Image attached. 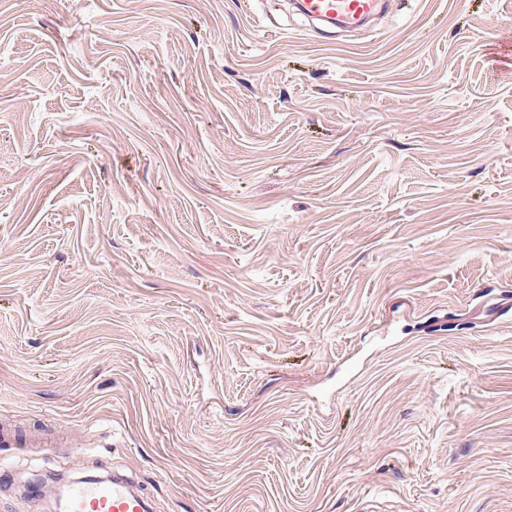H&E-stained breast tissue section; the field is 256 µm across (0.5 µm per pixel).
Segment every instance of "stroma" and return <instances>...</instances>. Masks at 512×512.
<instances>
[{
	"label": "stroma",
	"instance_id": "obj_1",
	"mask_svg": "<svg viewBox=\"0 0 512 512\" xmlns=\"http://www.w3.org/2000/svg\"><path fill=\"white\" fill-rule=\"evenodd\" d=\"M512 0H0V512H512ZM296 9L313 21H324L344 30L360 28L382 8L380 0H295ZM150 498L120 476L112 481L79 482L65 489L64 512H150Z\"/></svg>",
	"mask_w": 512,
	"mask_h": 512
}]
</instances>
